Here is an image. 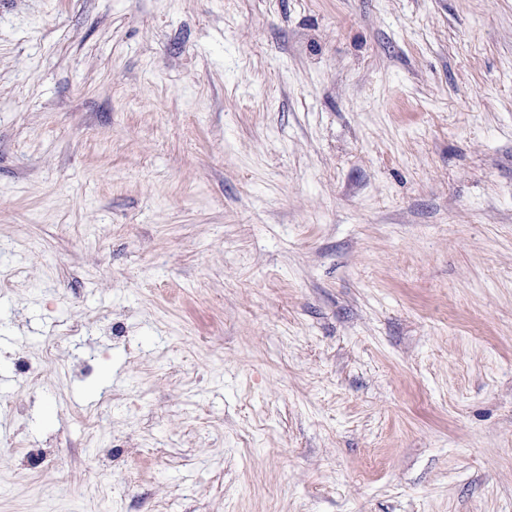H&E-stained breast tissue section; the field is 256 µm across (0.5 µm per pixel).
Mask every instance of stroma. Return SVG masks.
<instances>
[{
  "label": "stroma",
  "instance_id": "stroma-1",
  "mask_svg": "<svg viewBox=\"0 0 512 512\" xmlns=\"http://www.w3.org/2000/svg\"><path fill=\"white\" fill-rule=\"evenodd\" d=\"M0 512H512V0H0Z\"/></svg>",
  "mask_w": 512,
  "mask_h": 512
}]
</instances>
